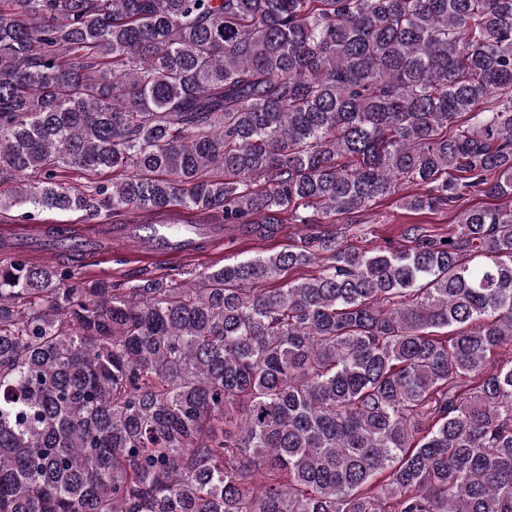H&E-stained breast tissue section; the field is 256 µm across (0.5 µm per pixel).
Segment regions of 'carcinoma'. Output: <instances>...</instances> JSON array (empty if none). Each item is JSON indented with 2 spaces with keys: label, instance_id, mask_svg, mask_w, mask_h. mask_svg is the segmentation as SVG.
I'll return each instance as SVG.
<instances>
[{
  "label": "carcinoma",
  "instance_id": "carcinoma-1",
  "mask_svg": "<svg viewBox=\"0 0 512 512\" xmlns=\"http://www.w3.org/2000/svg\"><path fill=\"white\" fill-rule=\"evenodd\" d=\"M4 181L300 231L181 283L0 261V512H512V0H0ZM455 209L444 210L435 213H427L420 216L408 215L401 210L394 200H380V202L364 212L359 222L366 225L363 229L370 227L372 235H363V232L353 229L347 237V244L356 248H369L375 243L381 242V238L390 236L394 240L401 239L400 232L404 224H426L439 232L448 230V226L456 224ZM378 237V238H377ZM380 237V238H379Z\"/></svg>",
  "mask_w": 512,
  "mask_h": 512
}]
</instances>
